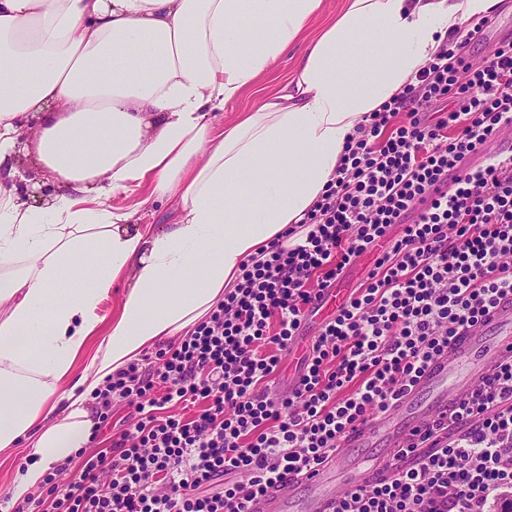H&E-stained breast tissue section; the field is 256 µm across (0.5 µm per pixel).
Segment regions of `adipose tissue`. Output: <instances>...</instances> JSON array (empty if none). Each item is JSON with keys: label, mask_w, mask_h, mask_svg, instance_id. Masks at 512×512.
Wrapping results in <instances>:
<instances>
[{"label": "adipose tissue", "mask_w": 512, "mask_h": 512, "mask_svg": "<svg viewBox=\"0 0 512 512\" xmlns=\"http://www.w3.org/2000/svg\"><path fill=\"white\" fill-rule=\"evenodd\" d=\"M498 0H347L292 78L218 127L211 113L272 68L322 0H0V453L29 450L8 507L94 427L109 377L206 318L241 267L323 194L366 113ZM272 25L269 38L252 28ZM64 188L27 204L24 120ZM173 203L132 232L108 199ZM92 266L93 284L67 278ZM117 313L82 373L99 305ZM122 291L123 285L119 283L115 284V286L112 287L110 295L102 303L100 314L105 316V320L100 324L96 336H93L90 339L86 350L77 357L75 362L77 372L83 369V367L87 365L89 360L94 356L99 341L105 335V332L112 321V313L114 314L118 309Z\"/></svg>", "instance_id": "1"}]
</instances>
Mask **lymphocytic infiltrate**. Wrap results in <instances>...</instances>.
<instances>
[{"mask_svg": "<svg viewBox=\"0 0 512 512\" xmlns=\"http://www.w3.org/2000/svg\"><path fill=\"white\" fill-rule=\"evenodd\" d=\"M469 39L440 52L380 109L366 113L336 180L247 264L235 288L157 362L131 364L99 392L134 421L67 485L47 478L35 512H248L336 450L345 431L386 411L512 295V154L489 153L512 125V42L481 63ZM446 100L427 121L425 109ZM487 153L485 165L464 159ZM452 180L448 193L435 186ZM373 264L318 335L299 334L329 287L363 256ZM298 353V379L270 384ZM191 417L164 414L169 403ZM392 477L341 495L334 512H491L512 490V362L494 366L448 422L415 431Z\"/></svg>", "mask_w": 512, "mask_h": 512, "instance_id": "f902f5d3", "label": "lymphocytic infiltrate"}]
</instances>
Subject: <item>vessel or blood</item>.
Masks as SVG:
<instances>
[{
  "mask_svg": "<svg viewBox=\"0 0 512 512\" xmlns=\"http://www.w3.org/2000/svg\"><path fill=\"white\" fill-rule=\"evenodd\" d=\"M512 360V301L468 329L387 411L346 433L339 447L287 486L249 502L248 512H332L337 497L390 477V462L413 432L449 418L495 365Z\"/></svg>",
  "mask_w": 512,
  "mask_h": 512,
  "instance_id": "1",
  "label": "vessel or blood"
}]
</instances>
